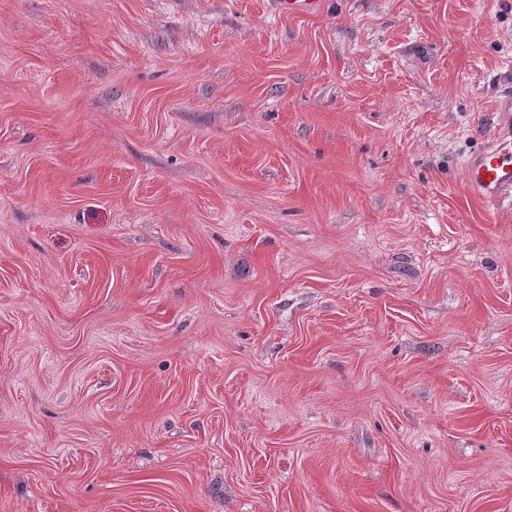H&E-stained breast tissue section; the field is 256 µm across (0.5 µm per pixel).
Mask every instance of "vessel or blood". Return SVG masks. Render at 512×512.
<instances>
[{"instance_id": "b4317fda", "label": "vessel or blood", "mask_w": 512, "mask_h": 512, "mask_svg": "<svg viewBox=\"0 0 512 512\" xmlns=\"http://www.w3.org/2000/svg\"><path fill=\"white\" fill-rule=\"evenodd\" d=\"M492 123L493 137L471 157L465 176L480 197L499 205L512 202V94L497 101Z\"/></svg>"}]
</instances>
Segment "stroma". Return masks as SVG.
<instances>
[{"instance_id":"obj_1","label":"stroma","mask_w":512,"mask_h":512,"mask_svg":"<svg viewBox=\"0 0 512 512\" xmlns=\"http://www.w3.org/2000/svg\"><path fill=\"white\" fill-rule=\"evenodd\" d=\"M0 0V512H512V0ZM494 135L469 160L465 176L470 187L492 204L512 202V94L503 95L492 112Z\"/></svg>"}]
</instances>
